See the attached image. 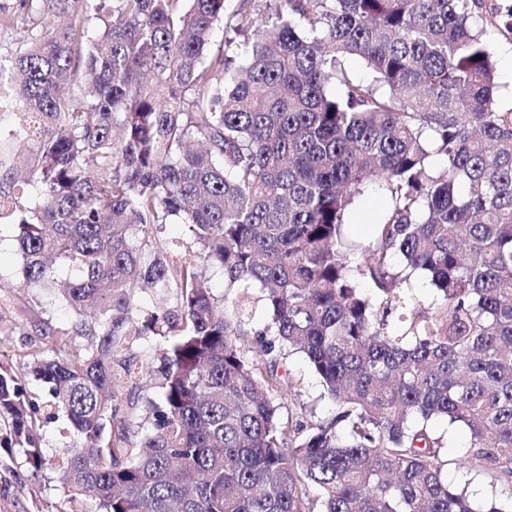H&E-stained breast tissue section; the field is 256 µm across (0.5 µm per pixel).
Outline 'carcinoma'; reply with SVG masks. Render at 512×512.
I'll list each match as a JSON object with an SVG mask.
<instances>
[{
    "instance_id": "obj_1",
    "label": "carcinoma",
    "mask_w": 512,
    "mask_h": 512,
    "mask_svg": "<svg viewBox=\"0 0 512 512\" xmlns=\"http://www.w3.org/2000/svg\"><path fill=\"white\" fill-rule=\"evenodd\" d=\"M475 2L267 0L264 25L226 24L237 60L209 53L225 0H20L44 25L0 56V222L14 287L72 324L44 323L29 363L46 400L0 367V448L45 469L63 412L62 480L94 512H482L442 473L444 420L512 512V109ZM373 184L357 257L349 207ZM168 224L189 251L157 245ZM146 336L167 339L159 397L122 414ZM292 354L331 415L283 417ZM386 205L383 195L375 189L355 199L352 205V219L356 224L351 226V230L363 245L368 246L371 243L374 227L371 223L376 222ZM13 236L10 225L0 224V272L4 281L15 282L20 277L21 257Z\"/></svg>"
}]
</instances>
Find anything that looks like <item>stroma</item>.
<instances>
[{
	"instance_id": "obj_1",
	"label": "stroma",
	"mask_w": 512,
	"mask_h": 512,
	"mask_svg": "<svg viewBox=\"0 0 512 512\" xmlns=\"http://www.w3.org/2000/svg\"><path fill=\"white\" fill-rule=\"evenodd\" d=\"M495 0H477L474 15L483 30V38L493 57L496 70V100L501 108L512 107V81L506 77V53L512 49V32L504 29L494 8ZM386 207V200L375 190L355 199L352 205L354 223L351 230L362 244H370L373 222ZM10 225H0V278L7 280V287L0 288V364L12 367L22 377L29 393L43 394L40 381L30 373L23 352H35L43 342L41 328L44 320L65 328L71 323L69 311L62 305L33 306L30 292L15 287L20 277L21 257L13 239ZM289 385L299 401L313 405L317 416H328L331 405L321 399L318 378L306 361L298 355L288 358ZM435 434L444 436L441 450L443 472L449 481H470L474 490H482L484 479L479 475H465L458 466L468 444V434L463 429H449L446 422L433 424ZM43 446L49 460L47 467L32 472L21 449L0 455V512H93L90 501L72 497L64 486L60 473L57 448L68 442L65 419L44 424Z\"/></svg>"
}]
</instances>
